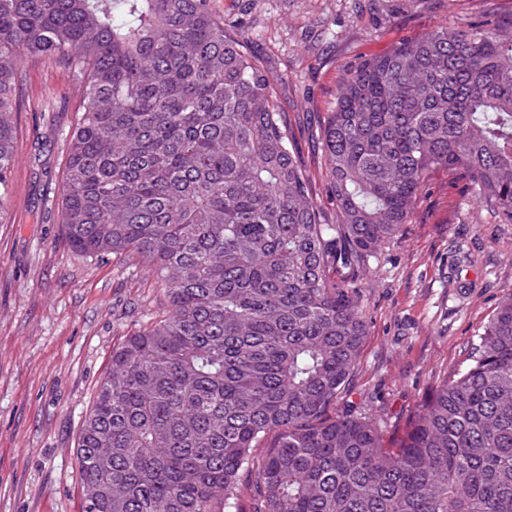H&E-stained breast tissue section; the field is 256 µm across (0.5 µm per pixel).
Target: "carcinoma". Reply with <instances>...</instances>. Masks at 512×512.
<instances>
[{"mask_svg":"<svg viewBox=\"0 0 512 512\" xmlns=\"http://www.w3.org/2000/svg\"><path fill=\"white\" fill-rule=\"evenodd\" d=\"M512 0L349 69L328 223L259 59L209 0H0V220L29 59L80 76L61 215L139 259L161 317L112 350L78 442L84 512H512V290L398 452L336 411L368 336L350 277L436 168L512 223Z\"/></svg>","mask_w":512,"mask_h":512,"instance_id":"1","label":"carcinoma"}]
</instances>
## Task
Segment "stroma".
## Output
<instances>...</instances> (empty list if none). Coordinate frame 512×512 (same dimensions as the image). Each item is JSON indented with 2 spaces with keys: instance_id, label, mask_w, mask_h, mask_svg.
Listing matches in <instances>:
<instances>
[{
  "instance_id": "stroma-1",
  "label": "stroma",
  "mask_w": 512,
  "mask_h": 512,
  "mask_svg": "<svg viewBox=\"0 0 512 512\" xmlns=\"http://www.w3.org/2000/svg\"><path fill=\"white\" fill-rule=\"evenodd\" d=\"M263 61L294 156L335 220L322 132L347 68L452 21L486 0H209ZM71 67L26 62L9 205L0 218V512H82L77 444L112 350L164 298L145 266L88 257L66 239L60 191L66 135L80 117ZM369 334L343 405L372 416L400 447L410 416L462 371L512 290V223L465 187L430 173L410 224L356 282Z\"/></svg>"
}]
</instances>
